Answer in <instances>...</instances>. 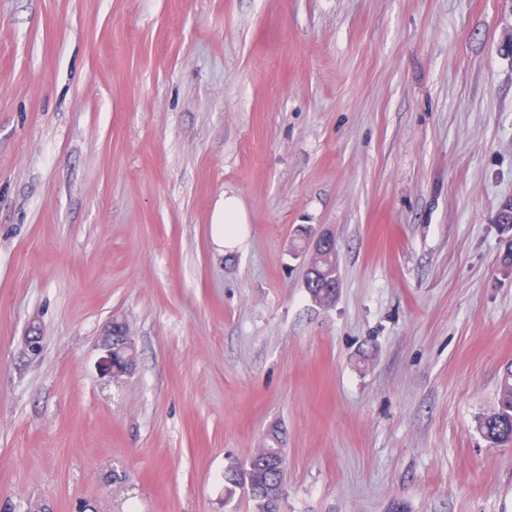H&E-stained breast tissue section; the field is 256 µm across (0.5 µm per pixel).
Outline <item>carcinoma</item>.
Returning <instances> with one entry per match:
<instances>
[{"instance_id":"1","label":"carcinoma","mask_w":512,"mask_h":512,"mask_svg":"<svg viewBox=\"0 0 512 512\" xmlns=\"http://www.w3.org/2000/svg\"><path fill=\"white\" fill-rule=\"evenodd\" d=\"M314 264L316 276L308 278L307 292L315 303L327 307L336 300L340 285L336 256L329 254ZM478 430L489 447H512V364L503 370L496 409L479 420ZM272 442L276 447L256 449L244 463L229 467L224 474L226 484L247 491L257 512H281L282 508L284 470L276 459L285 453L278 447V438Z\"/></svg>"}]
</instances>
